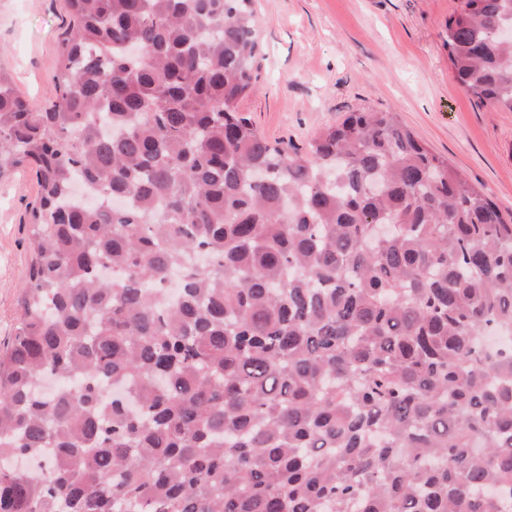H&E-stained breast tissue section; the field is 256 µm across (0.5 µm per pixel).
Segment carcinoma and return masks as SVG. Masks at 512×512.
<instances>
[{"mask_svg": "<svg viewBox=\"0 0 512 512\" xmlns=\"http://www.w3.org/2000/svg\"><path fill=\"white\" fill-rule=\"evenodd\" d=\"M66 2L56 100L0 71V512H512V222L395 112L268 140L251 0ZM501 26L459 0L448 58L512 112ZM38 200L35 171L13 170L0 180V348L17 332L20 300L31 261L26 210Z\"/></svg>", "mask_w": 512, "mask_h": 512, "instance_id": "cac0c4a2", "label": "carcinoma"}]
</instances>
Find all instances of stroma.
<instances>
[{"label": "stroma", "instance_id": "35a3bbf8", "mask_svg": "<svg viewBox=\"0 0 512 512\" xmlns=\"http://www.w3.org/2000/svg\"><path fill=\"white\" fill-rule=\"evenodd\" d=\"M458 0H252L260 78L241 103L270 141L307 150L358 110L394 111L428 149L503 215L512 214V112L477 104L456 83L447 22ZM65 0H0V68L33 106L56 96ZM38 200L35 172L0 179V346L20 322L31 261L23 219Z\"/></svg>", "mask_w": 512, "mask_h": 512}]
</instances>
